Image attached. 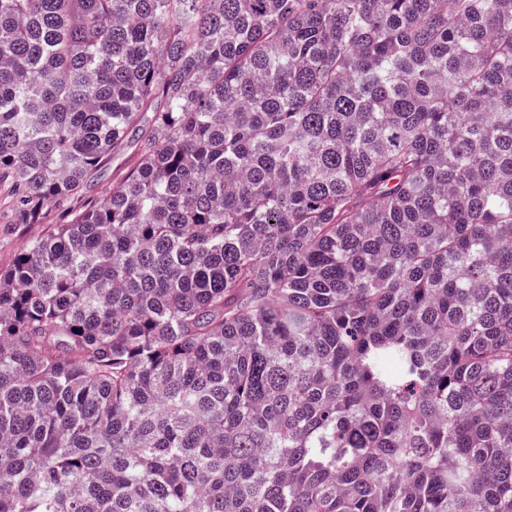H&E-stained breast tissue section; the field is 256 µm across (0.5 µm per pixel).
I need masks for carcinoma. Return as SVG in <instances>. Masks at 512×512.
I'll return each instance as SVG.
<instances>
[{
    "mask_svg": "<svg viewBox=\"0 0 512 512\" xmlns=\"http://www.w3.org/2000/svg\"><path fill=\"white\" fill-rule=\"evenodd\" d=\"M2 183L0 512H512V0H0ZM137 151L138 142L135 140L128 142L122 151L112 155L95 178L88 182L81 196L74 200L73 206L79 208L84 203L104 198L112 190V186L118 184L135 163ZM12 200L5 188L0 189V269L10 267L29 239L49 234L54 224H65L68 213L50 207L31 224H15Z\"/></svg>",
    "mask_w": 512,
    "mask_h": 512,
    "instance_id": "cac0c4a2",
    "label": "carcinoma"
}]
</instances>
